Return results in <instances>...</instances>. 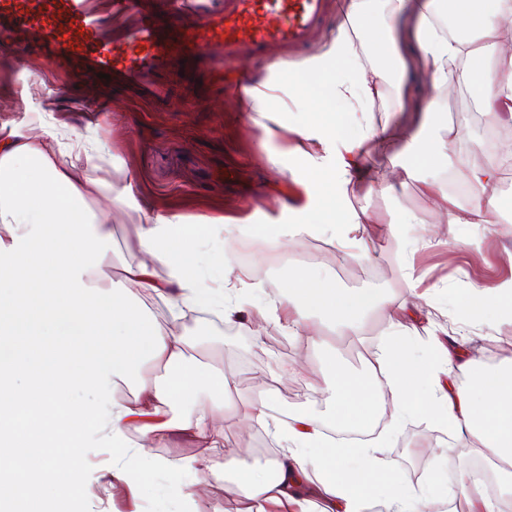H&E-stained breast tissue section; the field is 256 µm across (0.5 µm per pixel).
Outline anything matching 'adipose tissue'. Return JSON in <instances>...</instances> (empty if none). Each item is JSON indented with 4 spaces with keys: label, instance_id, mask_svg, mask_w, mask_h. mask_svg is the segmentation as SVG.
<instances>
[{
    "label": "adipose tissue",
    "instance_id": "obj_1",
    "mask_svg": "<svg viewBox=\"0 0 512 512\" xmlns=\"http://www.w3.org/2000/svg\"><path fill=\"white\" fill-rule=\"evenodd\" d=\"M445 10L462 25L463 36L443 35L437 11L426 0H347L344 20L324 53L289 72L272 67L247 88V109L261 118L264 143L291 133L335 154L331 164L312 158L318 216L289 225L288 232L349 239L358 254L370 253L373 242L361 227L363 218L346 202L362 179L363 157L372 144L388 148L398 138L396 129L376 126L374 114L385 99L391 63L399 58L397 33L409 15L417 17L415 52L427 60L437 92L458 78L472 85L482 111L512 117V42L504 38L512 7L504 0H446ZM287 89L292 95L286 100ZM101 161L112 165L119 157L102 137L77 127L0 137V281L12 286L10 294L0 295V512H53L47 496L53 485L79 493L84 475L76 450L89 433L113 451L101 469L106 482L133 490L138 475L162 471L181 497L187 494L184 473L205 468L224 448V430L209 410L177 422L166 419L164 407L192 381L184 367L193 345L160 327L143 308L141 293L160 297L175 315L213 307L229 321L251 306L257 326L274 318L288 329H306L317 315L345 336L360 334V313L388 312L379 295L348 293L331 279L302 273L289 280L273 311L258 306L259 284L224 275L218 287H205L198 262L202 227L173 213L146 217L138 232L145 261L126 267L110 287H100L96 277L111 262V231L97 204L104 198L122 209L134 201L131 186L118 189L96 176ZM496 179L494 167H471L475 194L465 208H450L447 193L438 192L447 223L482 222L496 208L486 193ZM157 265L167 269V280L155 279ZM491 310L512 318V281L473 286L466 315ZM455 357L445 347L435 360L420 359L401 337H392L388 380L398 409L408 413L405 396L423 389L421 413L468 436L477 454L497 460L502 492L512 496V368L484 369L471 361L462 366L471 386L437 389L435 362ZM146 363L164 365L170 373L161 380H135ZM132 382L133 399L119 398ZM75 389L106 397L93 406L77 404L69 399ZM325 390L338 421L359 428L370 424L366 380L336 368ZM267 408L263 399L245 402L240 420L279 437L281 451L260 469L225 466V482L237 489L225 512H269L273 505L306 512L314 497L318 512H429L430 500L413 489L394 483L380 491L370 487L369 475L391 470L381 445L360 449L358 463L351 465L340 450L327 448L315 417L301 415L284 427ZM175 436L192 440L196 453L178 459L149 454L150 445ZM309 448L318 449L314 465L322 473L314 495L302 470Z\"/></svg>",
    "mask_w": 512,
    "mask_h": 512
}]
</instances>
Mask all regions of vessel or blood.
<instances>
[{"label":"vessel or blood","mask_w":512,"mask_h":512,"mask_svg":"<svg viewBox=\"0 0 512 512\" xmlns=\"http://www.w3.org/2000/svg\"><path fill=\"white\" fill-rule=\"evenodd\" d=\"M336 0H0V33L86 81L98 74L155 99L237 85L241 75L306 55Z\"/></svg>","instance_id":"vessel-or-blood-1"}]
</instances>
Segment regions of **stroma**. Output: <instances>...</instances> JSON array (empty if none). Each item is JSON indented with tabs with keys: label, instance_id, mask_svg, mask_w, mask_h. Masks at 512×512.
Here are the masks:
<instances>
[{
	"label": "stroma",
	"instance_id": "35a3bbf8",
	"mask_svg": "<svg viewBox=\"0 0 512 512\" xmlns=\"http://www.w3.org/2000/svg\"><path fill=\"white\" fill-rule=\"evenodd\" d=\"M47 69L34 55L26 66H19L14 45L0 39V136L28 133L31 115L41 113L57 125L96 129L113 143L124 168L102 169L98 175L120 186L125 174H133L135 205L113 209L108 201L100 203L108 211L112 233V264L97 277L101 287L120 279L124 266L142 260L137 232L144 212L173 211L191 224L221 218L228 224L282 225L293 223L294 218L282 210L281 200L289 196L302 205L314 192L310 157L317 145H300L293 135H286L288 154L272 162L259 127L231 94L149 103L127 85L98 92L64 77L55 88L42 79ZM414 71L411 96L435 101L438 122L428 124L421 113L397 111L394 94L377 112L378 120L400 124L401 137L393 149L377 150L368 158L365 182L348 201L366 217V231L374 241L369 256H356L334 244L332 261L309 263L302 253L311 237L295 236L278 248L227 237L218 229L199 247L208 278L220 274L226 255L234 272H241L246 264L256 269L264 288L261 301L268 306L278 304L292 275L311 272L331 277L347 292L378 293L394 306L416 300L417 308L411 312L366 315L359 339L338 336L333 340L341 368L368 378L376 421L362 438H347V426L334 419L327 393L318 389L327 374L321 355L310 349L308 332L297 335L271 321L248 340L217 333L205 337L193 354V363L237 371L247 364L255 372L241 379L231 400H224L208 380L198 379L189 394L166 408L167 417L181 419L200 406L212 407L224 429V451L214 454L207 468L183 476L193 500L187 503L177 497L168 476L156 471L145 475L136 499L123 484H108L94 466L103 458V450L90 436L79 450L90 462L84 472V490L79 496L62 498L66 512H223L234 497L232 484L224 480V464L229 460L256 464L253 448L260 435L259 430L242 426L233 406L260 396L269 399L272 415L281 421L301 413L317 417L331 446L350 451L386 442L393 481L428 495L434 502L433 512H443L457 497L465 469L473 462L470 441L419 412L399 416L378 359L396 334L420 358L433 355V341L438 338L456 343L484 367L512 365V323L493 312L480 318L463 312L473 282L512 280V187L500 181L490 187L497 209L487 222L442 223L432 197L423 190L424 181L442 182L450 171L466 178L469 166L491 164L495 153L472 154L451 170L416 165L419 147L440 136L441 126L465 124L463 103L471 90L456 85L450 93L437 95L423 57H416ZM402 211L414 213L418 221L406 225L400 236H391L386 227ZM271 255L279 257L278 265H268ZM413 275L418 281L412 286L408 280ZM274 334L282 337L284 348L267 345V338Z\"/></svg>",
	"mask_w": 512,
	"mask_h": 512
}]
</instances>
